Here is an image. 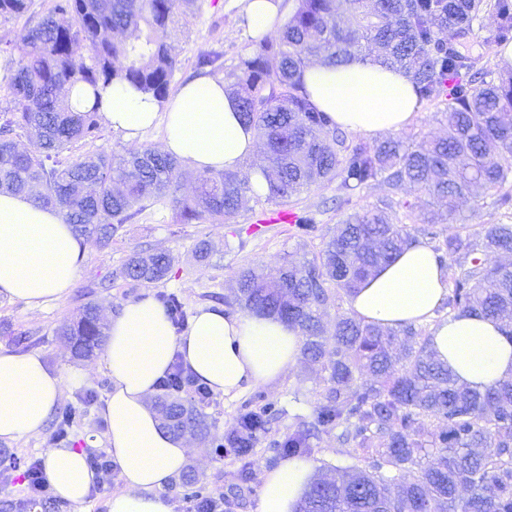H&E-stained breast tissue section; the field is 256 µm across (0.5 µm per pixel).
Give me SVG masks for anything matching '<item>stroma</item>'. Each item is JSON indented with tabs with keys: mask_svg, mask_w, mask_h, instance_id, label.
<instances>
[{
	"mask_svg": "<svg viewBox=\"0 0 512 512\" xmlns=\"http://www.w3.org/2000/svg\"><path fill=\"white\" fill-rule=\"evenodd\" d=\"M200 9L189 28L172 26L168 41L177 60L174 86L193 78L197 62L206 52L219 53L221 74H228L240 59L250 54L256 44L243 0H199ZM162 128L147 130L135 139L104 128L94 146H73L72 156L89 154L91 150L123 155L128 151L158 147L163 142ZM271 205L264 196H248L234 218L224 224L180 223L171 203L147 206L131 223L122 237L113 240L111 249H100L95 239L87 241V256L69 292L61 299L34 306L22 300L0 297V345L19 353H41L46 364L61 372L74 368L88 369L89 375L77 387L66 386L61 406L85 408L86 415L73 427L68 445L72 448H95L103 451L106 424L99 414V404L110 389L101 354L88 358L74 356L68 345L55 333L61 321L75 317L78 307L93 301L99 304L103 318L110 316L123 303L160 292L176 293L187 314H195L201 305H223L232 299L235 276L242 267L273 266L282 258L296 261L310 256L316 247L313 240L300 237L291 224H269L256 232L255 224ZM211 241L217 248L208 263L198 264L192 252L198 240ZM149 247L172 253L177 262L171 277L150 287L139 286L117 278L116 273L133 250ZM326 374L320 367L298 363L279 383L247 389L234 400L213 395L204 405L211 433L224 437L237 425L242 407L254 397L280 409L282 416L270 434L260 435L249 458L243 459L233 449L216 452L210 442L191 437L187 443L194 455L183 476L173 477L166 493L174 512H187L181 482L195 479L207 493L223 495L224 512H256L262 477L269 465L267 448L271 437H280L292 428L296 417H311L325 386ZM0 512H64L60 505L42 508L40 500L29 498L24 490L21 471H14L8 482L0 483Z\"/></svg>",
	"mask_w": 512,
	"mask_h": 512,
	"instance_id": "obj_1",
	"label": "stroma"
}]
</instances>
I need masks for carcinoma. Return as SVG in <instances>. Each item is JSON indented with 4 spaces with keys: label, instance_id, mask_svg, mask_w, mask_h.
<instances>
[{
    "label": "carcinoma",
    "instance_id": "carcinoma-1",
    "mask_svg": "<svg viewBox=\"0 0 512 512\" xmlns=\"http://www.w3.org/2000/svg\"><path fill=\"white\" fill-rule=\"evenodd\" d=\"M28 0H0V21L28 11ZM197 0H49L43 15L17 35L20 56L0 78L11 106L0 124V192L27 194L62 214L81 237L112 244L145 203L169 200L181 223L224 224L252 192L250 174L206 170L192 194L176 196L177 158L146 148L115 158L62 154L102 137L99 101L72 102L68 89L97 92L127 83L165 100L177 69L169 25L192 23ZM481 13L496 28L487 51L512 37V0H296L272 34L263 35L227 78L240 118L262 142L269 165L266 200L283 204L302 189L334 181L354 192L383 179L393 194L416 191L433 202L414 217L399 215L391 197L348 215L300 264L244 267L232 303L299 328L301 354L327 372L313 418L298 419L270 443V461L305 457L320 435L336 436L356 463L322 473L298 512H512V379L484 390L457 383L416 325L382 328L340 310L378 266L421 236L448 267V316L470 313L502 324L512 340V224L490 223L475 236L451 224L474 189L512 204V70L476 68L451 38L468 33ZM385 67L413 80L421 99L444 104L448 130L436 138L389 136L349 146L332 118L314 108L304 84L311 61H349L363 44ZM31 130L36 147L21 151L16 130ZM318 211L299 214L297 230L317 231ZM439 224L448 225L441 236ZM175 257L135 250L116 276L140 285L170 277ZM157 301L172 322H187L174 293ZM336 311L333 328L324 318ZM57 335L77 357L102 349L105 324L88 302ZM176 380L158 396L163 424L175 435L206 434L210 424ZM272 406L246 404L225 436L240 457L268 432ZM68 407L55 416L56 435L81 420Z\"/></svg>",
    "mask_w": 512,
    "mask_h": 512
}]
</instances>
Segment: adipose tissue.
<instances>
[{
  "label": "adipose tissue",
  "instance_id": "1",
  "mask_svg": "<svg viewBox=\"0 0 512 512\" xmlns=\"http://www.w3.org/2000/svg\"><path fill=\"white\" fill-rule=\"evenodd\" d=\"M304 80L312 103L348 131L396 132L420 106L410 76L370 55L337 66L311 63ZM101 97L106 125L129 138L163 125L164 151L191 170L236 171L257 154V134L240 121L237 100L223 81H191L162 104L126 86L104 89ZM85 254L82 239L58 211L0 193L1 296L32 305L57 300L74 284ZM447 297L448 271L419 240L376 269L348 305L359 318L384 327L430 324L431 347L460 384L481 389L512 378V340L500 322L469 313L437 319ZM299 349V329L277 318L204 305L179 331L152 298L124 304L108 324L103 354L111 383L102 409L105 437L124 484L107 499V512H174L164 488L187 465L188 450L162 429L150 398L175 357L212 392L232 400L285 376ZM85 378L80 369L65 375L49 368L39 352L0 346V441L41 433L64 386ZM43 466L57 500L85 502L95 481L86 451L49 449ZM314 471L313 462L292 458L265 472L256 512H296Z\"/></svg>",
  "mask_w": 512,
  "mask_h": 512
}]
</instances>
